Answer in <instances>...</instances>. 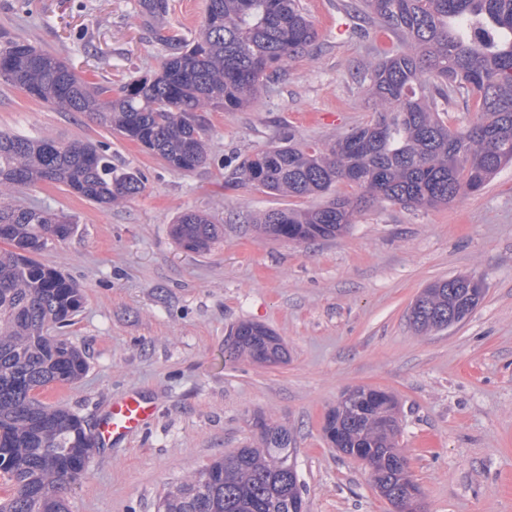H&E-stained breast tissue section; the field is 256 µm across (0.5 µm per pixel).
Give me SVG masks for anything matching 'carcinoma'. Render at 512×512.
Instances as JSON below:
<instances>
[{"mask_svg":"<svg viewBox=\"0 0 512 512\" xmlns=\"http://www.w3.org/2000/svg\"><path fill=\"white\" fill-rule=\"evenodd\" d=\"M369 21L398 38L397 50L365 74L375 118L329 143L282 139L257 149L224 175V189L255 188L288 197L325 196L338 183L360 190L306 209L269 210L252 223L274 240L334 238L360 208L388 202L416 209L446 205L481 191L512 162V0H357ZM168 0H138V18L168 50L158 72L122 85L82 78L66 61L30 43L0 35V78L33 99L87 112L141 144L171 169L188 173L207 161L203 113L251 107L289 60L313 51L318 33L299 0H207L204 21L188 40L161 25ZM477 117L450 126L453 103ZM63 184L98 205L141 193V176L112 164L108 147L92 142L31 139L0 131V474L11 494L0 512H67L63 493L82 475L93 448L83 421L63 407L40 404L34 392L87 370L83 352L50 335L82 305L68 278L36 259L64 241L74 224L64 214L18 207L6 192L38 183ZM179 245L204 252L219 235L207 216L187 211L172 225ZM482 298L481 281L456 276L426 288L410 321L419 332L465 318ZM230 353L264 363L287 351L268 328L241 323ZM396 403L387 392L363 390L326 416L324 430L344 453L367 460L375 487L403 512L410 491L407 459L397 448L399 424L385 427ZM259 445L212 461L192 479L172 484L158 512H298L295 448L288 429L255 418Z\"/></svg>","mask_w":512,"mask_h":512,"instance_id":"1","label":"carcinoma"}]
</instances>
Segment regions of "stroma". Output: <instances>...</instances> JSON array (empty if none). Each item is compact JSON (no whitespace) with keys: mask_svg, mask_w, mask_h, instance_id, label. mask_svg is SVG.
Instances as JSON below:
<instances>
[{"mask_svg":"<svg viewBox=\"0 0 512 512\" xmlns=\"http://www.w3.org/2000/svg\"><path fill=\"white\" fill-rule=\"evenodd\" d=\"M168 2L167 26L193 38L206 0ZM302 4L319 32L316 48L289 61L256 105L207 113L208 160L189 173L86 113L35 102L0 79V131L107 143L113 163L144 182L111 206L50 183L11 198L75 224L39 260L82 293L80 311L56 334L84 353L88 370L49 385L40 400L91 429L128 393L155 405L137 433L94 448L88 473L64 492L69 512H157L169 485L256 444L257 414L290 429L307 512H394L368 467L324 432L329 410L356 386L396 398L399 446L424 512H512V164L449 204L380 203L336 238L300 244L270 239L250 216L315 198L224 187L227 168L283 136L326 143L374 117L363 77L395 50V36L342 0ZM136 8L137 0H0V33L117 87L157 72L167 54ZM189 210L223 229L207 251H186L172 236ZM459 275L481 280L479 305L448 329L416 331L417 296ZM242 322L279 336L286 362L229 356L227 336Z\"/></svg>","mask_w":512,"mask_h":512,"instance_id":"stroma-1","label":"stroma"}]
</instances>
